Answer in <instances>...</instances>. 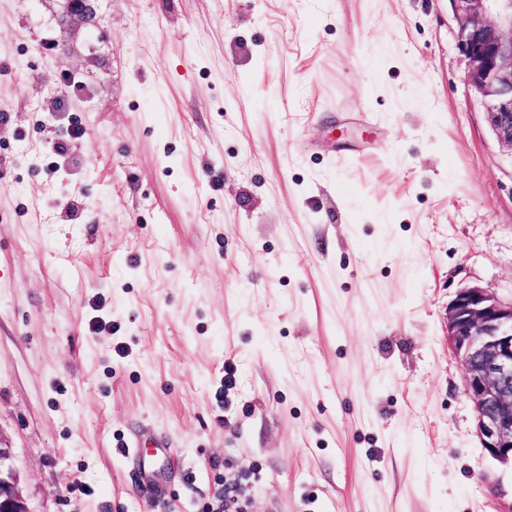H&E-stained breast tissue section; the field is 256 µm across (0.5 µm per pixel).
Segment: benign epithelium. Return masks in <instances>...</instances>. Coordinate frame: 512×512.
<instances>
[{"instance_id": "obj_1", "label": "benign epithelium", "mask_w": 512, "mask_h": 512, "mask_svg": "<svg viewBox=\"0 0 512 512\" xmlns=\"http://www.w3.org/2000/svg\"><path fill=\"white\" fill-rule=\"evenodd\" d=\"M466 81L485 100L498 142L512 151V0H449ZM448 341L463 365L482 448L512 464V300L478 286L448 304ZM0 512H29L11 450L0 446Z\"/></svg>"}]
</instances>
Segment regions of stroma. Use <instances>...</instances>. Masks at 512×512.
I'll use <instances>...</instances> for the list:
<instances>
[{
  "label": "stroma",
  "instance_id": "stroma-1",
  "mask_svg": "<svg viewBox=\"0 0 512 512\" xmlns=\"http://www.w3.org/2000/svg\"><path fill=\"white\" fill-rule=\"evenodd\" d=\"M92 7L64 32L62 0H0V445L29 512L229 483L248 512H512L447 321L459 289L512 297V151L449 0Z\"/></svg>",
  "mask_w": 512,
  "mask_h": 512
}]
</instances>
